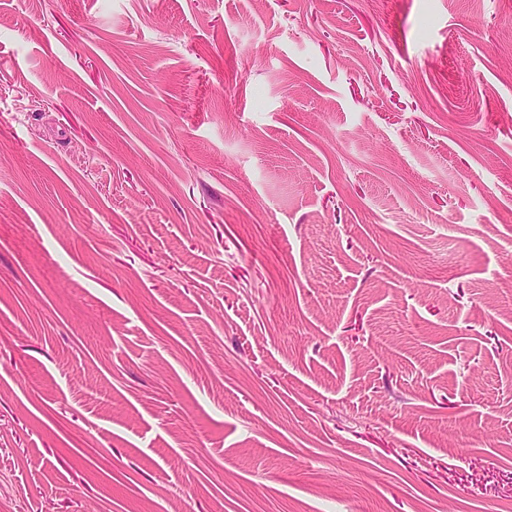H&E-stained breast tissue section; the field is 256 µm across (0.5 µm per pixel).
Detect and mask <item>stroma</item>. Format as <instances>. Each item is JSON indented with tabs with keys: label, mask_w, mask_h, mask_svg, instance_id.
<instances>
[{
	"label": "stroma",
	"mask_w": 512,
	"mask_h": 512,
	"mask_svg": "<svg viewBox=\"0 0 512 512\" xmlns=\"http://www.w3.org/2000/svg\"><path fill=\"white\" fill-rule=\"evenodd\" d=\"M11 512H512V0H0Z\"/></svg>",
	"instance_id": "obj_1"
}]
</instances>
